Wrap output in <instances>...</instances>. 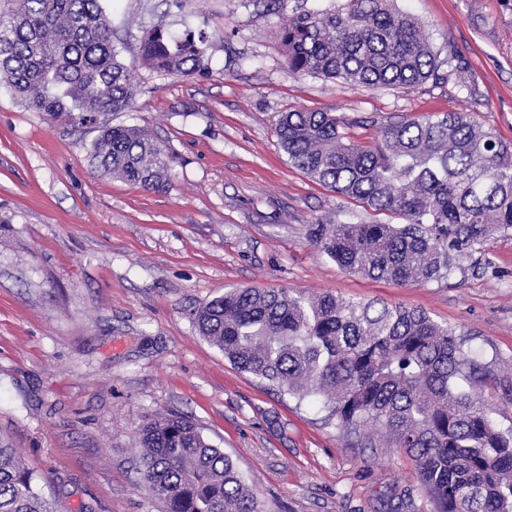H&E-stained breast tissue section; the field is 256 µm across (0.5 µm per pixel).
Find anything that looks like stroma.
Instances as JSON below:
<instances>
[{"mask_svg":"<svg viewBox=\"0 0 512 512\" xmlns=\"http://www.w3.org/2000/svg\"><path fill=\"white\" fill-rule=\"evenodd\" d=\"M333 0H103L137 73L115 125L150 128L173 157L166 190L100 176L96 125L54 118L0 87V437L20 448L60 512H163L140 488V423L193 421L247 477L266 512H433L412 460L342 431L320 399L238 370L199 334L195 310L233 287L287 288L424 310L474 353L463 388L512 430V230L447 279L418 286L341 268L309 225L376 212L293 167L280 113L327 110L359 144L390 121L463 111L512 141V0H397L440 56L456 52L473 94L443 79L369 89L291 73L278 39L290 16ZM208 40L209 69L142 66L154 26Z\"/></svg>","mask_w":512,"mask_h":512,"instance_id":"obj_1","label":"stroma"}]
</instances>
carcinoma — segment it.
Listing matches in <instances>:
<instances>
[{"label":"carcinoma","instance_id":"obj_1","mask_svg":"<svg viewBox=\"0 0 512 512\" xmlns=\"http://www.w3.org/2000/svg\"><path fill=\"white\" fill-rule=\"evenodd\" d=\"M0 16V85L35 112L90 122L125 111L136 73L112 43L101 0H19ZM288 69L362 85L413 88L442 79L428 36L394 0H345L301 13L280 31ZM142 64L166 75L208 70L204 38L152 28ZM448 53V76L472 92ZM344 116L282 112L276 135L289 163L333 192L399 224L309 225L308 241L345 269L396 285L450 277L479 247L512 229V143L467 112L387 124L381 143L344 136ZM103 176L147 190L168 184L170 157L138 125L101 121L89 149ZM199 334L244 372L301 399L317 395L338 425L374 426L402 449L435 512H512V431L498 430L459 381L474 367L464 341L418 309L231 288L197 308ZM141 487L165 512H266L233 460L189 420L138 427ZM0 512H54L21 450L0 438Z\"/></svg>","mask_w":512,"mask_h":512}]
</instances>
